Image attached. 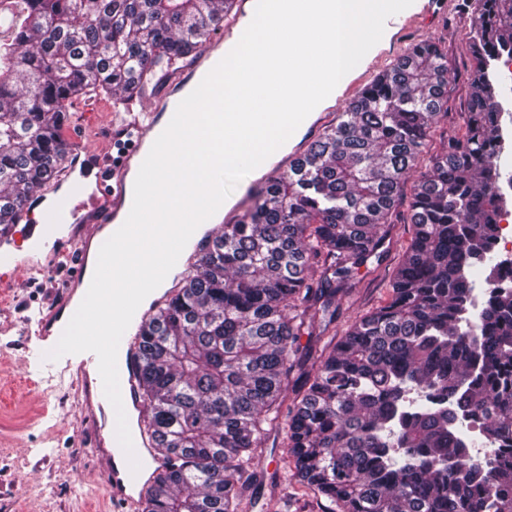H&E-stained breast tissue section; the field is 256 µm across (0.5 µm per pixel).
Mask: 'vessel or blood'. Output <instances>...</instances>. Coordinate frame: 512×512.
I'll return each instance as SVG.
<instances>
[{
	"instance_id": "obj_1",
	"label": "vessel or blood",
	"mask_w": 512,
	"mask_h": 512,
	"mask_svg": "<svg viewBox=\"0 0 512 512\" xmlns=\"http://www.w3.org/2000/svg\"><path fill=\"white\" fill-rule=\"evenodd\" d=\"M434 4L435 0H414L411 6L387 19V29L392 31L404 28L419 13L429 12ZM255 7L256 0H238V20L235 27L226 29L223 37L206 46L190 72L170 83L164 95L154 100L147 109L137 113L133 120L122 121L120 130L127 137L129 148L117 162L102 154L95 155V187L89 194L86 205H74L67 199H58L50 210H44V219L39 222L34 218L35 209H43L44 198L39 195L30 201L28 209L24 211L21 217L22 228L13 227L0 232L1 266H17L30 274H42L67 261L74 265L73 274L69 276L61 296L49 311L35 319L28 316L20 319L21 324L34 335L42 351H50L57 344L59 337L56 328L66 316L78 288L90 273V251L103 245V230L117 220L127 218L133 202L127 189L128 177L133 167L141 166L146 157L147 146L160 135L162 119L176 110L184 89L200 83L213 68L224 53L225 43L242 35L245 21ZM305 150V139L295 138L289 144L287 153L282 154L275 165L266 168V176L288 170ZM46 221L62 225V232L55 238H47L42 228ZM147 313L146 306L138 307L133 323L125 331L118 348L120 388L124 409L129 414L142 409L137 389L141 354L135 334L138 322ZM55 365L60 376L69 378L71 384L83 394L95 396L94 410L89 414L94 429L91 442L93 452L112 473L111 498L114 507L118 512H134L137 506L134 489L142 486L149 476L163 470V460L153 455L147 437L135 426L131 427L130 432L134 452L140 462L138 471H131L122 447L105 452L104 430L110 418L105 410L107 399L98 370V359L94 353L67 354L57 359Z\"/></svg>"
}]
</instances>
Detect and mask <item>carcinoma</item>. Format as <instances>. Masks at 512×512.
Returning <instances> with one entry per match:
<instances>
[{"mask_svg":"<svg viewBox=\"0 0 512 512\" xmlns=\"http://www.w3.org/2000/svg\"><path fill=\"white\" fill-rule=\"evenodd\" d=\"M232 0H0V226L66 163L62 120L90 91L129 110L209 42ZM477 65L448 143L413 185V236L390 298L328 354L300 349L375 253L448 102L454 68L415 45L350 104L294 169L206 245L139 327L142 431L165 469L139 512H244L264 424L288 378L292 480L337 512H512V257L500 168L497 64L512 57V0H466ZM483 281L481 315L469 321ZM479 432L481 442L462 431Z\"/></svg>","mask_w":512,"mask_h":512,"instance_id":"obj_1","label":"carcinoma"}]
</instances>
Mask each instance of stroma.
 Instances as JSON below:
<instances>
[{
  "instance_id": "1",
  "label": "stroma",
  "mask_w": 512,
  "mask_h": 512,
  "mask_svg": "<svg viewBox=\"0 0 512 512\" xmlns=\"http://www.w3.org/2000/svg\"><path fill=\"white\" fill-rule=\"evenodd\" d=\"M445 14L422 17L410 25L392 55L376 59L372 77L390 69L416 44L430 40L447 54L456 78L448 83V104L427 134V147L416 170L424 172L435 153L461 136L473 64L469 48L470 16L464 0H446ZM111 96L91 92L78 97L62 127L78 129L82 142L94 153L112 150ZM411 186H404L393 222L377 251L359 267L354 286L337 310L333 323L315 326L302 336L312 357L327 354L354 318L385 303L389 282L412 237ZM68 267L52 269L39 281L25 273L14 275L13 288L0 292V314L19 317L23 308L44 307L58 296L56 284ZM30 336L0 335V512H113L112 501L99 482L103 468L86 443L91 426L81 413L74 389L52 378L48 363L36 356ZM285 429L270 426L258 453L261 471L246 492L247 512H270L283 502L293 473L283 452Z\"/></svg>"
}]
</instances>
